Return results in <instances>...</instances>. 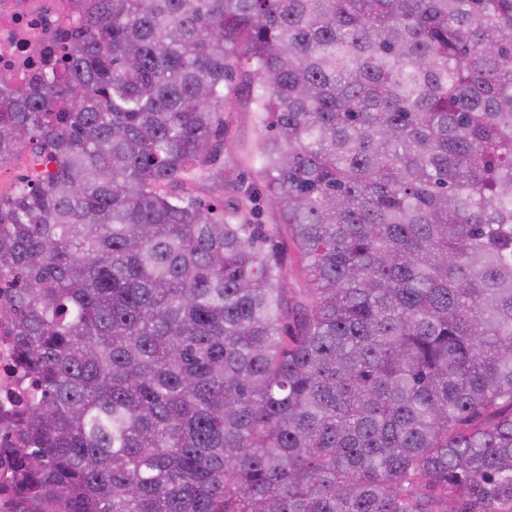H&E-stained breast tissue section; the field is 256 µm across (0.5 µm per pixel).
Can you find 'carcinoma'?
I'll return each instance as SVG.
<instances>
[{"label": "carcinoma", "instance_id": "obj_1", "mask_svg": "<svg viewBox=\"0 0 512 512\" xmlns=\"http://www.w3.org/2000/svg\"><path fill=\"white\" fill-rule=\"evenodd\" d=\"M0 86L15 512H512V0H85ZM296 298L241 186L238 59ZM7 180V186L2 190L3 194L25 187L32 179L44 169L35 165V160L29 151H23L11 162L1 166ZM12 190V191H10ZM272 243L276 245L284 258V286L288 288V295H295L300 289L308 287L297 260L295 247L288 237H274Z\"/></svg>", "mask_w": 512, "mask_h": 512}]
</instances>
